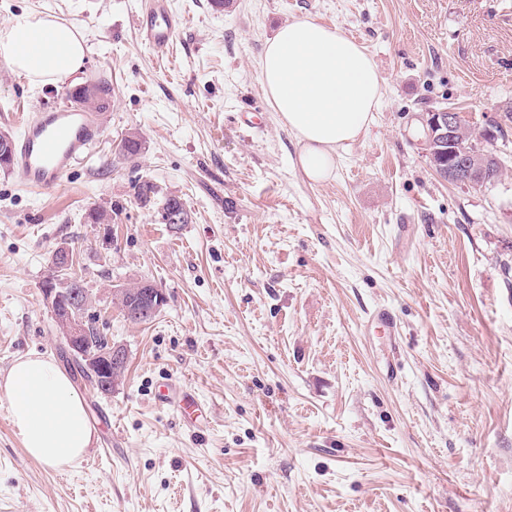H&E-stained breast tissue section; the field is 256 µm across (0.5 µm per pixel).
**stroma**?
<instances>
[{
	"mask_svg": "<svg viewBox=\"0 0 512 512\" xmlns=\"http://www.w3.org/2000/svg\"><path fill=\"white\" fill-rule=\"evenodd\" d=\"M170 4L182 25L157 51L140 0H0V28L22 12L75 25L84 83L111 88L61 185L0 169V375L49 356L112 417L59 470L26 453L0 395V512H512V163L494 187H463L418 143L419 113L481 124L512 100V0ZM308 14L354 37L381 82L373 123L318 184L258 71L266 40ZM70 90L0 68V134ZM144 180L190 223H159L133 196ZM99 205L114 211L107 251L86 219ZM63 243L94 326L128 352L108 395L67 363L43 299ZM140 279L167 302L133 324L111 291ZM381 307L398 338L368 322ZM167 380L210 406L206 426L155 403Z\"/></svg>",
	"mask_w": 512,
	"mask_h": 512,
	"instance_id": "35a3bbf8",
	"label": "stroma"
}]
</instances>
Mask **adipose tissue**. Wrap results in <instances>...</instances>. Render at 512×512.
I'll list each match as a JSON object with an SVG mask.
<instances>
[{
    "label": "adipose tissue",
    "mask_w": 512,
    "mask_h": 512,
    "mask_svg": "<svg viewBox=\"0 0 512 512\" xmlns=\"http://www.w3.org/2000/svg\"><path fill=\"white\" fill-rule=\"evenodd\" d=\"M11 66L34 87L75 80L87 48L78 29L52 15L20 14L0 30ZM267 101L293 135L297 164L316 183L336 170L338 147L367 129L380 101L376 65L363 47L311 16L281 26L258 61ZM26 452L61 468L82 459L94 436L84 404L53 359L29 355L0 379Z\"/></svg>",
    "instance_id": "ef3b65f1"
}]
</instances>
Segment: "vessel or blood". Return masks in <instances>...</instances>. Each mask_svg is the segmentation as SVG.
Returning <instances> with one entry per match:
<instances>
[{
	"mask_svg": "<svg viewBox=\"0 0 512 512\" xmlns=\"http://www.w3.org/2000/svg\"><path fill=\"white\" fill-rule=\"evenodd\" d=\"M179 23L169 0H145L136 29L145 44L164 48L173 41ZM21 124L19 137L13 142L11 167L26 187L35 190L57 187L100 137L94 113L68 105L22 118ZM157 402L172 406L187 419L206 410L205 403L190 390L174 385L160 393Z\"/></svg>",
	"mask_w": 512,
	"mask_h": 512,
	"instance_id": "b4317fda",
	"label": "vessel or blood"
}]
</instances>
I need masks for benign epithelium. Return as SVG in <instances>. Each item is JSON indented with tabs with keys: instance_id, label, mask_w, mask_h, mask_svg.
I'll use <instances>...</instances> for the list:
<instances>
[{
	"instance_id": "obj_1",
	"label": "benign epithelium",
	"mask_w": 512,
	"mask_h": 512,
	"mask_svg": "<svg viewBox=\"0 0 512 512\" xmlns=\"http://www.w3.org/2000/svg\"><path fill=\"white\" fill-rule=\"evenodd\" d=\"M418 120L425 128V138L420 143L426 155L439 151L448 157L446 166L435 167L437 174L452 184L475 188L481 186L485 166L471 162V153L462 136V130L466 128V115L444 108L426 112ZM503 130L502 117L488 119L482 125L480 141L493 146L501 138ZM73 267L70 248L65 245L55 248L51 258L52 273L42 286L43 298L53 310L61 303L66 305L64 316L57 319L59 333L82 358L84 369L98 390L109 394L121 381L127 353L122 346L108 340L102 348L92 346L89 329L93 325L86 319V312L94 301L92 294L82 288L78 275L70 279L71 288H59L62 274L73 271ZM113 294L125 300L124 315L132 322L153 318L166 303L163 291L147 280H140L127 288L115 289Z\"/></svg>"
}]
</instances>
